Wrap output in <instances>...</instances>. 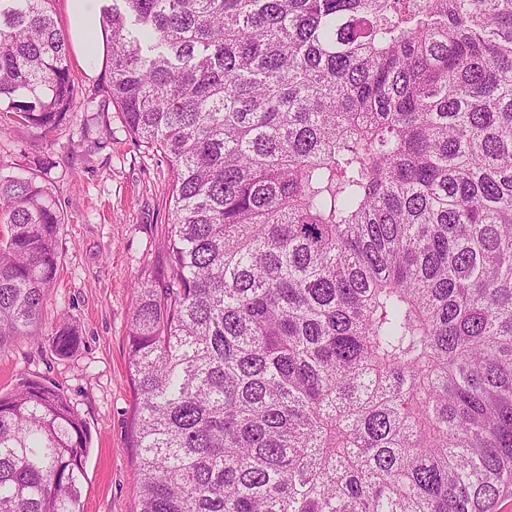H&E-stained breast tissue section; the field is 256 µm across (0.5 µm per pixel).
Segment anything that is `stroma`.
<instances>
[{
	"label": "stroma",
	"instance_id": "1",
	"mask_svg": "<svg viewBox=\"0 0 512 512\" xmlns=\"http://www.w3.org/2000/svg\"><path fill=\"white\" fill-rule=\"evenodd\" d=\"M70 65L87 109L68 113L46 134L0 114V167L24 175L34 156H50L51 170L34 175L62 219L39 335L0 347V393L26 377L64 392L90 432L83 512H139L128 331L135 282L156 284L169 274L170 170L163 154L139 146L128 133L104 93V64L83 67L74 50ZM65 319L80 336L63 358L50 336Z\"/></svg>",
	"mask_w": 512,
	"mask_h": 512
}]
</instances>
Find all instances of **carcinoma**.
Instances as JSON below:
<instances>
[{
    "label": "carcinoma",
    "mask_w": 512,
    "mask_h": 512,
    "mask_svg": "<svg viewBox=\"0 0 512 512\" xmlns=\"http://www.w3.org/2000/svg\"><path fill=\"white\" fill-rule=\"evenodd\" d=\"M49 0H0V102L81 106ZM108 84L172 173L134 285L140 512H494L512 497V0H109ZM0 346L61 216L0 175ZM76 327L61 323L55 351ZM85 422L0 394V512H83Z\"/></svg>",
    "instance_id": "carcinoma-1"
}]
</instances>
